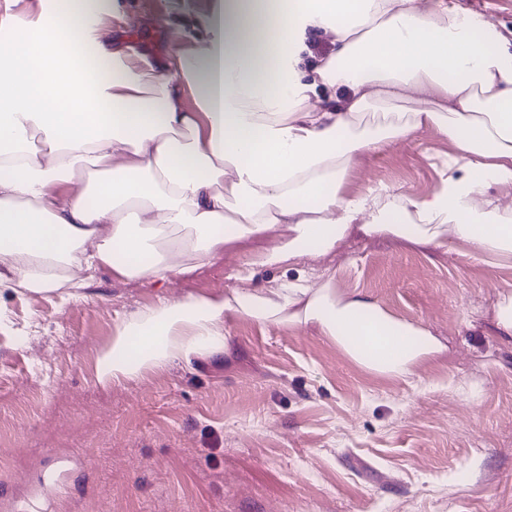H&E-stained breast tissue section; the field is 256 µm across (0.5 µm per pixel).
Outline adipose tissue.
I'll return each mask as SVG.
<instances>
[{
  "mask_svg": "<svg viewBox=\"0 0 512 512\" xmlns=\"http://www.w3.org/2000/svg\"><path fill=\"white\" fill-rule=\"evenodd\" d=\"M18 2L0 15V288L65 304L106 267L155 289L117 322L99 383L223 358L229 314L316 325L364 371L410 380L445 350L429 331L325 274L265 287L259 269L332 254L355 231L512 264V202L486 194L512 188V42L454 0H204L168 74L113 43L116 0H38L26 20ZM310 26L335 52L308 73ZM321 85L345 89L342 108L311 106ZM426 128L453 147L436 191L342 192L358 157ZM73 183L75 198L61 190ZM282 226L286 239L235 271L248 289L167 296Z\"/></svg>",
  "mask_w": 512,
  "mask_h": 512,
  "instance_id": "ef3b65f1",
  "label": "adipose tissue"
}]
</instances>
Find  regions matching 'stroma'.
<instances>
[{"mask_svg":"<svg viewBox=\"0 0 512 512\" xmlns=\"http://www.w3.org/2000/svg\"><path fill=\"white\" fill-rule=\"evenodd\" d=\"M174 2L122 0L130 23L114 38L164 62L168 33L152 20ZM450 150L423 130L361 156L344 190L383 183L428 195L438 186L430 158ZM266 243L225 250L169 295L234 287L233 269ZM304 266L443 340L446 351L416 369L421 388L363 372L316 326L236 316L222 359L104 386L97 356L118 313L150 305L153 289L106 269L64 306L5 289L0 447L15 456L0 467V503L10 512H512V345L490 322L498 293L512 292V267L358 233Z\"/></svg>","mask_w":512,"mask_h":512,"instance_id":"35a3bbf8","label":"stroma"}]
</instances>
